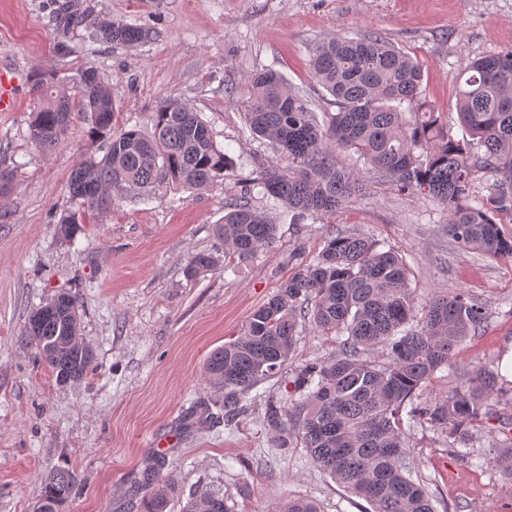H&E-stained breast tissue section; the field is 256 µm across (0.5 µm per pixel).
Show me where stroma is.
Wrapping results in <instances>:
<instances>
[{
    "label": "stroma",
    "instance_id": "35a3bbf8",
    "mask_svg": "<svg viewBox=\"0 0 512 512\" xmlns=\"http://www.w3.org/2000/svg\"><path fill=\"white\" fill-rule=\"evenodd\" d=\"M85 22L72 30L56 19V0H0V68H12L17 107L0 112V512H32L45 477L60 465L78 477L64 512H142L138 480L160 464L168 488L165 512L192 496L222 495L230 512H274L291 497L321 512H362L319 470L305 448L277 447L264 419L270 402H287L295 371L337 351L335 337L303 325L290 360L246 397L244 415L221 407L192 413L209 398L202 368L211 351L236 337L251 312L292 270L291 255L315 254L326 237L361 234L403 257L416 306L460 289L488 304V321L457 349L458 375L475 363L499 369L512 349V259L457 248L448 212L432 199L399 194L379 174L362 171L363 192L333 214L291 223L272 212L274 239L231 270L188 277L196 252H223L216 227L226 199L247 196L257 170L282 164L267 141L252 138L242 105L252 74L279 71L310 101L321 125L337 111L313 79L312 47L323 39L373 31L417 60L423 96L454 139H468L458 120V74L475 58L512 49V0H73ZM122 21L150 31L129 47L102 42L100 23ZM112 89L116 127L150 132L159 103L190 104L234 161L203 191L171 187L147 203L122 199L103 218L84 215L68 241L57 221L80 209L67 190L86 153L103 155L84 116L65 142L44 151L28 137L45 103L37 80L72 89L83 64ZM65 291L77 301L81 337L95 354L82 379L60 385L25 336L32 310ZM478 428L469 457L453 454L445 436L414 429L408 437L415 475L437 512H512V470L497 462L500 430L512 428V381Z\"/></svg>",
    "mask_w": 512,
    "mask_h": 512
}]
</instances>
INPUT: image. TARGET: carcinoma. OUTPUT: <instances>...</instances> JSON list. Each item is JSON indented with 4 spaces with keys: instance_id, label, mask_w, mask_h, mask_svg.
<instances>
[{
    "instance_id": "1",
    "label": "carcinoma",
    "mask_w": 512,
    "mask_h": 512,
    "mask_svg": "<svg viewBox=\"0 0 512 512\" xmlns=\"http://www.w3.org/2000/svg\"><path fill=\"white\" fill-rule=\"evenodd\" d=\"M102 40L125 46L144 42L137 25L105 23ZM316 82L338 111L321 126L309 101L273 69L252 76L243 99L249 131L275 145L287 164L264 169L254 181L267 200L300 219L331 213L359 194L360 173L339 166L336 153L350 150L402 193L432 197L448 209V234L465 251L512 258V236L495 216L512 212V50L480 57L461 70L459 115L472 140L448 135L422 93L417 62L373 32L334 35L312 49ZM78 97L49 95L33 113L29 138L42 150L62 144L76 112L88 118L91 134L106 142L102 157L85 155L71 171L68 190L87 212L104 216L116 197L148 200L163 187L200 190L224 179L231 159L217 146L199 113L170 98L150 115L153 132L113 125L112 89L97 68L78 71ZM494 180L485 196L473 192L474 174ZM224 223L216 228L224 257L253 255L274 238L277 225L243 197L224 201ZM81 231L80 215L66 213L58 234ZM219 258L191 255L190 276L214 270ZM485 303L464 291L437 295L413 321L409 272L398 251L383 250L357 234L338 231L322 249L298 255L292 272L250 315L242 332L214 349L204 381L224 394V415L246 412L244 399L290 359L299 327L308 322L335 334L336 356L297 370L288 405L270 403L267 424L282 444L299 442L325 474L369 504L366 512H435L424 484L413 478L406 447L420 426L448 438V447L468 454L473 430L491 415L497 377L481 367L466 382L448 385L438 400L423 398L426 384L443 369L453 373L457 347L486 322ZM38 358L67 384L83 378L93 351L79 336L74 299L49 298L25 328ZM384 361L365 357L374 348ZM78 486L74 470L59 466L43 482L35 512H62ZM144 512H164L167 492L159 471L143 474ZM183 512H229L224 498L205 493ZM274 512H320L309 498L292 497Z\"/></svg>"
}]
</instances>
